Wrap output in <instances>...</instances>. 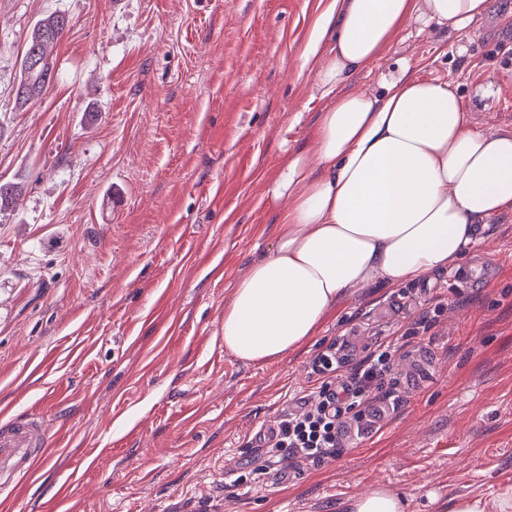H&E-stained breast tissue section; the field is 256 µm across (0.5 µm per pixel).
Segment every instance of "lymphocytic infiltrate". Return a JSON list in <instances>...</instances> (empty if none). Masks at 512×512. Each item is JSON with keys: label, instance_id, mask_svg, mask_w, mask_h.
Returning <instances> with one entry per match:
<instances>
[{"label": "lymphocytic infiltrate", "instance_id": "f902f5d3", "mask_svg": "<svg viewBox=\"0 0 512 512\" xmlns=\"http://www.w3.org/2000/svg\"><path fill=\"white\" fill-rule=\"evenodd\" d=\"M337 346H329L315 359L312 371L319 384L311 391L303 411L284 415L273 433L269 455L288 456L312 463L339 456L346 430L362 438L375 425L364 411L370 399L401 406L403 399L391 366L399 346L386 339L357 366L345 368Z\"/></svg>", "mask_w": 512, "mask_h": 512}]
</instances>
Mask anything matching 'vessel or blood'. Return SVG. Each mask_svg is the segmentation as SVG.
Wrapping results in <instances>:
<instances>
[{
	"instance_id": "obj_1",
	"label": "vessel or blood",
	"mask_w": 512,
	"mask_h": 512,
	"mask_svg": "<svg viewBox=\"0 0 512 512\" xmlns=\"http://www.w3.org/2000/svg\"><path fill=\"white\" fill-rule=\"evenodd\" d=\"M47 428L37 416L15 415L0 423V489L16 488L33 477L50 451Z\"/></svg>"
}]
</instances>
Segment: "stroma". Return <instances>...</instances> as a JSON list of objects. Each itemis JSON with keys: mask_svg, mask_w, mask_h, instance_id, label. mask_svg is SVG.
Here are the masks:
<instances>
[{"mask_svg": "<svg viewBox=\"0 0 512 512\" xmlns=\"http://www.w3.org/2000/svg\"><path fill=\"white\" fill-rule=\"evenodd\" d=\"M330 0H0V410L45 419L60 448L0 512H336L373 486L408 512L512 484V211L452 269L356 287L297 352L248 365L221 344L224 306L275 241L266 189L287 150L312 147L324 101L301 54ZM66 13L56 78L13 107L26 38ZM454 81L472 128H512V0L458 35L409 25L394 41ZM493 83L497 95L478 96ZM484 260L478 284L456 271ZM429 329L399 354L433 370L341 456L280 468L265 423L297 412L311 365L349 363L378 337ZM260 470L248 485L239 475Z\"/></svg>", "mask_w": 512, "mask_h": 512, "instance_id": "1", "label": "stroma"}]
</instances>
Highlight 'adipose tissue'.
Here are the masks:
<instances>
[{"instance_id":"1","label":"adipose tissue","mask_w":512,"mask_h":512,"mask_svg":"<svg viewBox=\"0 0 512 512\" xmlns=\"http://www.w3.org/2000/svg\"><path fill=\"white\" fill-rule=\"evenodd\" d=\"M488 9V0H331L319 15L303 53L318 67L312 94L328 103L316 149L289 152L267 190L275 243L224 307L225 351L248 364L296 351L348 289L446 269L512 209V130L472 129L452 82L399 59L377 90L347 88L405 25L456 33ZM336 510L406 512L407 503L377 486Z\"/></svg>"}]
</instances>
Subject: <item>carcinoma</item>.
<instances>
[{
  "label": "carcinoma",
  "mask_w": 512,
  "mask_h": 512,
  "mask_svg": "<svg viewBox=\"0 0 512 512\" xmlns=\"http://www.w3.org/2000/svg\"><path fill=\"white\" fill-rule=\"evenodd\" d=\"M69 24L68 16L57 11L34 23L20 58L14 108H24L31 100L40 97L53 82L55 66L49 48L63 37ZM21 193L19 184L0 182V211L13 206Z\"/></svg>",
  "instance_id": "cac0c4a2"
}]
</instances>
